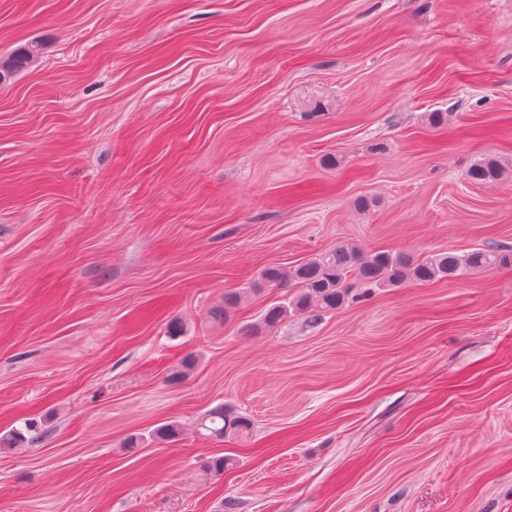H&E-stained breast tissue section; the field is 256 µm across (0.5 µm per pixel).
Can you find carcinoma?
Masks as SVG:
<instances>
[{
    "mask_svg": "<svg viewBox=\"0 0 512 512\" xmlns=\"http://www.w3.org/2000/svg\"><path fill=\"white\" fill-rule=\"evenodd\" d=\"M41 43L33 41L26 48L0 56V84L12 80L39 57ZM512 177V169L498 159L484 157L473 163L466 172V179L477 185L497 183ZM512 266V253L488 247L458 254L453 251L413 257L388 249L366 251L358 247L338 245L318 254L311 260L293 268L270 267L259 274L250 290L281 288L284 298L269 305L258 322L245 327L250 334H259L279 325L295 313H312L320 318L342 308L351 298L349 280L356 279L362 287L398 288L407 282L420 284L435 282L483 269ZM200 433L218 440H233L249 435L250 421L234 408L220 404L208 410L198 422ZM181 434L175 421H168L152 433L159 441L173 442ZM40 438L39 426L32 420L24 422L0 436L1 448L32 445ZM231 457H215L208 461L206 471L217 477L233 468Z\"/></svg>",
    "mask_w": 512,
    "mask_h": 512,
    "instance_id": "1",
    "label": "carcinoma"
}]
</instances>
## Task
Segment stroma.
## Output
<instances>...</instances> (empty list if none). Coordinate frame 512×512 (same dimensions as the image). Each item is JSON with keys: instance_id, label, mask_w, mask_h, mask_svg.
I'll return each instance as SVG.
<instances>
[{"instance_id": "1", "label": "stroma", "mask_w": 512, "mask_h": 512, "mask_svg": "<svg viewBox=\"0 0 512 512\" xmlns=\"http://www.w3.org/2000/svg\"><path fill=\"white\" fill-rule=\"evenodd\" d=\"M34 40L0 85V434L43 435L0 449V512H512V270L217 314L343 243L512 250V182L465 176L512 165V0H0V56ZM222 403L247 439L193 430ZM41 50V43L33 41L22 50L0 56V84L9 82L18 73L28 68L39 57ZM512 177V169L504 166L498 159L484 157L473 163L466 172L470 183L485 185L497 183ZM40 438L39 426L33 420L24 422L23 428L11 429L0 436L1 448H16L20 445H32Z\"/></svg>"}]
</instances>
